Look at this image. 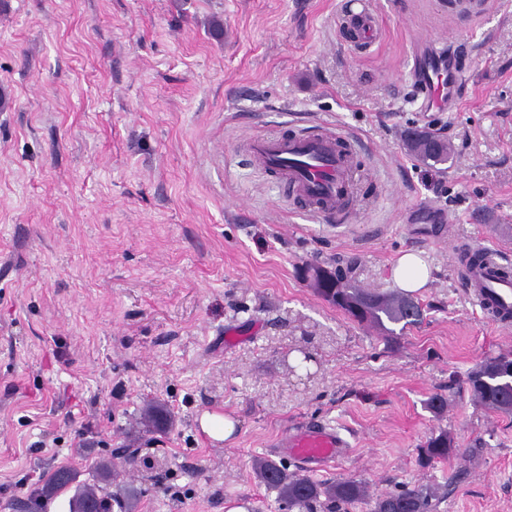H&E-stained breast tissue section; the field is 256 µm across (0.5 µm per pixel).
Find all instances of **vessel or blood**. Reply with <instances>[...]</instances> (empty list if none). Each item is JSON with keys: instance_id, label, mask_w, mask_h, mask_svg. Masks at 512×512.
Listing matches in <instances>:
<instances>
[{"instance_id": "1", "label": "vessel or blood", "mask_w": 512, "mask_h": 512, "mask_svg": "<svg viewBox=\"0 0 512 512\" xmlns=\"http://www.w3.org/2000/svg\"><path fill=\"white\" fill-rule=\"evenodd\" d=\"M462 67L448 71L447 81L419 73L415 81L427 103L437 102L444 85H458ZM251 164L277 176L288 185L292 196L303 203V210L329 223L340 222L351 208L354 171L349 140L330 126L316 132L290 137L257 135L245 145ZM462 285L471 298L492 315L494 321H512V263L488 252L483 266L465 273ZM276 445L282 454L316 472L342 460L348 440L336 427L306 422L286 431Z\"/></svg>"}]
</instances>
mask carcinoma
<instances>
[{
    "mask_svg": "<svg viewBox=\"0 0 512 512\" xmlns=\"http://www.w3.org/2000/svg\"><path fill=\"white\" fill-rule=\"evenodd\" d=\"M409 149L421 160L435 163L448 161L450 149L444 141H437L428 133L418 139H408ZM324 281L327 290H335L338 301L334 305L352 319L386 329L385 322L412 325L421 320L423 310L418 301L409 296L383 294L365 288H355L345 281L339 268ZM512 369V354H500L477 365L468 375L466 384L472 395L482 405L500 410H512V383L505 373ZM144 419L156 429L168 425L169 420L158 404H148ZM423 457L429 461H446L454 453L453 440L448 432L441 431L431 437L424 448ZM255 470L260 482L277 493L288 512H314L320 497L337 505H353L368 500L365 485L354 479H340L329 484L319 483L305 475H290L288 469L273 459H259ZM112 479V465L101 461L91 470V478L77 480V475L67 469L48 474L41 487L34 491L23 505L24 512H46L47 506L60 492L72 487L69 512H112V505L124 498L125 491L108 490ZM369 512H432V503L419 489L403 488L389 491L372 500Z\"/></svg>",
    "mask_w": 512,
    "mask_h": 512,
    "instance_id": "cac0c4a2",
    "label": "carcinoma"
}]
</instances>
